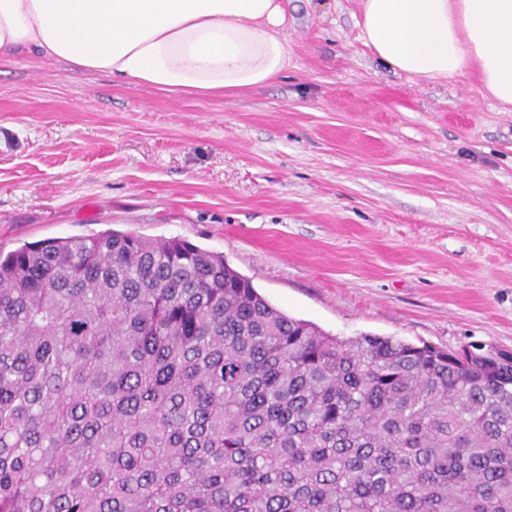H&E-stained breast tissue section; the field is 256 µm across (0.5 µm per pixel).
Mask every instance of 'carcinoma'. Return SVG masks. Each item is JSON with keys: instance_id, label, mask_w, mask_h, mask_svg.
Masks as SVG:
<instances>
[{"instance_id": "obj_1", "label": "carcinoma", "mask_w": 512, "mask_h": 512, "mask_svg": "<svg viewBox=\"0 0 512 512\" xmlns=\"http://www.w3.org/2000/svg\"><path fill=\"white\" fill-rule=\"evenodd\" d=\"M0 512H512V352L332 336L179 238L27 243Z\"/></svg>"}]
</instances>
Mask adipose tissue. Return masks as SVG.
<instances>
[{
  "label": "adipose tissue",
  "instance_id": "1",
  "mask_svg": "<svg viewBox=\"0 0 512 512\" xmlns=\"http://www.w3.org/2000/svg\"><path fill=\"white\" fill-rule=\"evenodd\" d=\"M361 37L414 83L475 72L512 108V0H362ZM284 0H0V61L28 50L112 80L197 97L288 68Z\"/></svg>",
  "mask_w": 512,
  "mask_h": 512
}]
</instances>
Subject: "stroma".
<instances>
[{
    "label": "stroma",
    "mask_w": 512,
    "mask_h": 512,
    "mask_svg": "<svg viewBox=\"0 0 512 512\" xmlns=\"http://www.w3.org/2000/svg\"><path fill=\"white\" fill-rule=\"evenodd\" d=\"M359 18L289 0L287 70L232 97L1 65L0 250L178 237L330 335L512 350V112L394 72Z\"/></svg>",
    "instance_id": "stroma-1"
}]
</instances>
